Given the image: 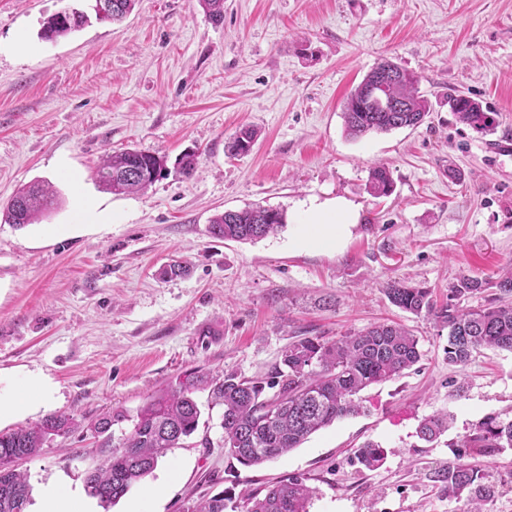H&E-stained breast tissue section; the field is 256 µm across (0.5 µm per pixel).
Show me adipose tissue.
<instances>
[{
  "mask_svg": "<svg viewBox=\"0 0 512 512\" xmlns=\"http://www.w3.org/2000/svg\"><path fill=\"white\" fill-rule=\"evenodd\" d=\"M359 221V212L349 202L311 203L302 216L303 231L297 247L315 250L340 249ZM53 386L38 375L0 387V420L21 415L50 403ZM34 512H97L94 500L72 481L62 479L42 486Z\"/></svg>",
  "mask_w": 512,
  "mask_h": 512,
  "instance_id": "obj_1",
  "label": "adipose tissue"
}]
</instances>
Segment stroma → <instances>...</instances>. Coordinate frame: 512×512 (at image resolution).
Listing matches in <instances>:
<instances>
[{
	"instance_id": "obj_1",
	"label": "stroma",
	"mask_w": 512,
	"mask_h": 512,
	"mask_svg": "<svg viewBox=\"0 0 512 512\" xmlns=\"http://www.w3.org/2000/svg\"><path fill=\"white\" fill-rule=\"evenodd\" d=\"M94 0H0V378L35 372L55 387L41 412L0 424L8 433L53 414L89 422L130 416L187 375L266 376L296 336L334 337L390 320L418 336L423 358L366 388L367 411L336 420L301 447L257 467L224 452L223 406H202L197 431L110 512H186L202 499L242 502L290 475L314 490L309 512H467L432 474L469 458L491 490L488 512H512V448L459 447L487 416L512 418V352L480 348L448 365L447 330L392 305L391 282L424 284L438 299L464 276L512 263V0H224L213 22L197 0H138L120 22L90 20L47 41L44 20ZM416 73L430 103L423 124L353 139L349 92L381 60ZM457 90L493 112L494 133L458 122ZM256 128L252 151L225 144ZM140 148L175 162L145 193L100 189L106 154ZM392 174L374 197L369 172ZM42 180L58 206L22 228L5 221L23 185ZM344 198L358 224L337 251L298 249L301 206ZM260 204L283 209L280 231L221 240L211 218ZM96 205L108 224H84ZM189 272L165 278L168 263ZM448 412L447 434L418 441L419 422ZM386 450L360 468L365 441ZM101 457L82 432L22 461L32 490L66 475L84 483ZM369 185L371 192L376 196L390 195L394 185L389 169L383 164L373 167Z\"/></svg>"
}]
</instances>
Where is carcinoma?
I'll use <instances>...</instances> for the list:
<instances>
[{
	"label": "carcinoma",
	"mask_w": 512,
	"mask_h": 512,
	"mask_svg": "<svg viewBox=\"0 0 512 512\" xmlns=\"http://www.w3.org/2000/svg\"><path fill=\"white\" fill-rule=\"evenodd\" d=\"M209 18L224 19V0H198ZM135 0H112V12L97 16L101 21H119L132 11ZM87 15L72 10L62 19L54 14L42 24L40 36L54 41L78 30ZM419 77L407 69L383 60L372 68L347 96L343 106L345 130L359 138L370 132H388L415 128L430 111L428 99L419 95ZM376 89L388 107L380 108L368 99ZM448 107L457 120L487 133L495 128L491 113L469 97L448 90ZM257 131L243 127L227 143L231 155L248 153ZM157 160L150 151L127 149L107 155L95 171L99 186L113 194L146 191L165 176L159 168L150 173ZM370 190L376 196L393 191L389 169L379 164L370 174ZM56 194L50 185L33 182L13 196L5 222L17 227L35 223L55 208ZM283 210L252 207L226 210L210 220V233L224 240L255 241L284 226ZM488 288L496 289L493 301L478 308L461 302ZM390 302L415 315L425 314L435 324L448 329V364L465 366L472 352L480 347L512 351V267H505L494 282L463 277L448 289V303L437 304L430 288L393 282L386 288ZM422 358L419 340L409 330L388 322L375 323L340 336L305 337L288 345L278 366L265 378H246L234 372L208 379L193 376L179 387L150 397L133 417L123 412L108 413L90 422L99 447L108 448L112 426L132 419L131 430L119 446L93 468L86 477L91 495L103 504L118 502L128 491L157 467L159 459L171 448L191 436L198 428L201 409L194 398L198 389L208 388L211 403L224 406L221 428L225 452L245 467L261 465L292 448L299 447L310 435L338 419L359 414L363 406L358 395L374 384L393 380ZM448 415L436 413L423 419L416 437L431 443L448 431ZM79 428L74 418L50 415L40 422L0 434V460L15 454H38L52 438ZM463 448L490 453L512 447V419L490 416L481 422L478 432L460 441ZM358 462L369 470L384 459V449L373 442L359 447ZM433 478L448 498H458L469 488L479 487L480 471L469 461L460 460L437 471ZM314 490L299 477H290L266 487L262 496H252L243 512H309ZM31 502V486L21 472L0 474V512H26ZM225 498L212 497L194 503L187 512H225Z\"/></svg>",
	"instance_id": "1"
}]
</instances>
